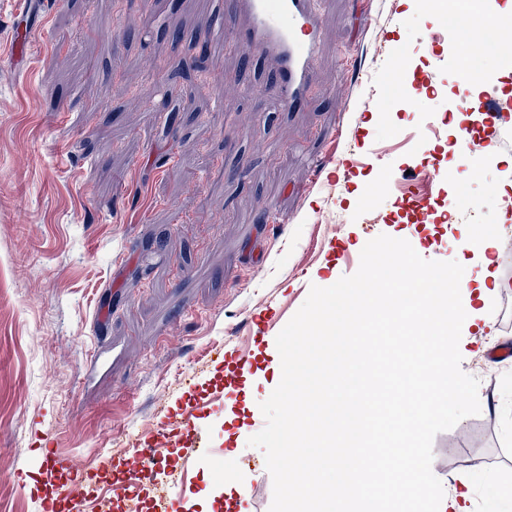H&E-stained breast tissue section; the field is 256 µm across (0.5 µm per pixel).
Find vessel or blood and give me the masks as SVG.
Here are the masks:
<instances>
[{
  "label": "vessel or blood",
  "mask_w": 512,
  "mask_h": 512,
  "mask_svg": "<svg viewBox=\"0 0 512 512\" xmlns=\"http://www.w3.org/2000/svg\"><path fill=\"white\" fill-rule=\"evenodd\" d=\"M48 0H17L11 34V55L29 54L47 35L45 24L38 17ZM319 0H224L225 15L244 17L245 23L227 27L224 19L217 21L207 34L209 42L223 47L234 42L256 46L276 64V77L264 93L282 112L300 111L314 84V64L322 48V16ZM252 355L236 348L224 355V372L233 378L250 372ZM183 447V471H191L196 459H211V472L216 479L227 478L230 472L224 451L211 447L207 437L188 430L180 442H172L168 429H161L151 440L134 438L128 441L130 470L145 468L160 448ZM40 475L51 489L46 502L48 512H59L61 506L77 502L87 495L84 476L78 475L70 455L48 450L43 457Z\"/></svg>",
  "instance_id": "1"
}]
</instances>
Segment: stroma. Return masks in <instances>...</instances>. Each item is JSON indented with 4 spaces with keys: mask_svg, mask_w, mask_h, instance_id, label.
Segmentation results:
<instances>
[{
    "mask_svg": "<svg viewBox=\"0 0 512 512\" xmlns=\"http://www.w3.org/2000/svg\"><path fill=\"white\" fill-rule=\"evenodd\" d=\"M223 0H56L48 38L22 72L0 67V512H43L47 449L121 460L183 413L194 372L217 383L211 353L250 336L251 318L286 311L297 339L256 350L236 391L196 414L197 431L230 451L249 512H286L281 450L290 412L281 356L318 360L332 290L369 286L368 260L401 239L415 263L490 259L512 283V243L481 251L480 228L512 227V65L480 44L448 59L458 32L433 24L439 0H325L316 87L299 112L275 111L261 89L273 64L248 44L195 63L154 22L204 40ZM411 104H392V56ZM213 94L190 95L203 77ZM494 145L456 165L471 134ZM363 143L375 161L338 172ZM165 165H158L161 155ZM471 248L460 251L463 241ZM491 341L459 337L449 360L458 416L438 415L418 446L432 483L470 477L473 512H512L489 474L512 479V290L487 312ZM358 360L362 397L378 410L391 366ZM264 429H254V421ZM280 448L277 457L268 456ZM173 512H226L200 461Z\"/></svg>",
    "mask_w": 512,
    "mask_h": 512,
    "instance_id": "1",
    "label": "stroma"
}]
</instances>
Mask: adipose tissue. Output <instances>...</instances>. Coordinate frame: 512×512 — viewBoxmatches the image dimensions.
<instances>
[{
    "label": "adipose tissue",
    "instance_id": "obj_1",
    "mask_svg": "<svg viewBox=\"0 0 512 512\" xmlns=\"http://www.w3.org/2000/svg\"><path fill=\"white\" fill-rule=\"evenodd\" d=\"M391 251L395 259L383 277V288L366 289L358 297L343 294L336 303L355 316L375 311L397 331L405 323L418 324L419 335L404 337L397 348L398 372L386 385L387 392H402L404 399L393 414L379 418L374 430L351 423L349 410L356 404L352 393L362 374L357 354L364 339L349 326H333L336 350L346 368L343 389L334 397L325 423H318L313 414H300L286 429L288 437L312 439L320 450L317 464L328 475L327 480L318 482L288 477L287 501L297 512H414L417 502L426 496L422 490L428 485L429 463L417 442L434 415L453 413L458 396L455 376L439 355L448 342L444 332L461 320H478L480 306L489 305L501 283L490 267L475 274L468 263L457 265L455 276L462 283H476L479 292V306L467 308L433 288L430 275L410 265L401 244H392ZM385 298L390 301L386 307L381 304ZM335 446L344 451L370 446L374 452L351 470L342 455L332 454ZM459 484V490H435L426 496L433 512H471V483L463 476Z\"/></svg>",
    "mask_w": 512,
    "mask_h": 512
}]
</instances>
